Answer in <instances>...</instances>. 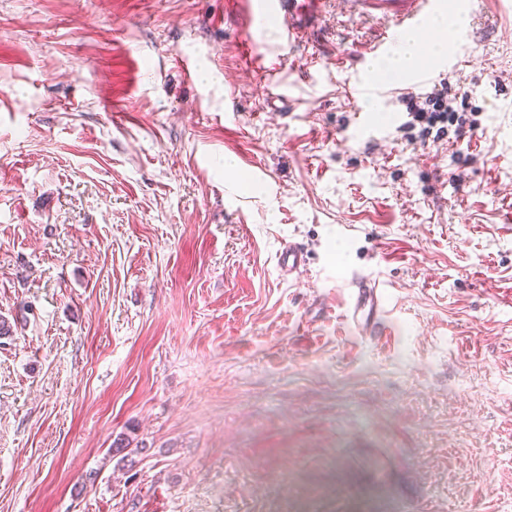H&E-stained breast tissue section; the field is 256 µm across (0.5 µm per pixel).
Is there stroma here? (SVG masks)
<instances>
[{
	"instance_id": "obj_1",
	"label": "stroma",
	"mask_w": 512,
	"mask_h": 512,
	"mask_svg": "<svg viewBox=\"0 0 512 512\" xmlns=\"http://www.w3.org/2000/svg\"><path fill=\"white\" fill-rule=\"evenodd\" d=\"M449 8L376 95L336 0H0V512H512V10ZM440 84L463 142L401 128ZM245 5L252 21L261 19L263 15L276 16L282 19V38L287 44L296 41L299 38L300 29L294 24L292 13L297 12L300 7H305L307 12H318L323 3L322 0H245L241 1ZM308 263V252L304 245L288 239V245H284L279 252L278 265L280 270L288 277L301 272ZM348 287L349 322L361 336H382L388 329L385 321L387 296L383 283L358 274L351 278Z\"/></svg>"
}]
</instances>
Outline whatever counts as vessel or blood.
I'll list each match as a JSON object with an SVG mask.
<instances>
[{"label": "vessel or blood", "mask_w": 512, "mask_h": 512, "mask_svg": "<svg viewBox=\"0 0 512 512\" xmlns=\"http://www.w3.org/2000/svg\"><path fill=\"white\" fill-rule=\"evenodd\" d=\"M369 9L386 12L391 25L382 40L372 47L374 55L385 54L403 34L418 33L426 20L439 6L438 0H364ZM244 5L252 18L259 19L270 15L281 18L282 37L286 42L296 41L299 29L292 20L293 12L306 9L317 12L322 0H244ZM308 252L303 244L292 241L279 253L278 265L288 276H293L305 269ZM349 302L347 318L359 335L377 337L383 335L388 325L385 321L387 312L386 290L382 283L369 276H353L349 283Z\"/></svg>", "instance_id": "b4317fda"}]
</instances>
